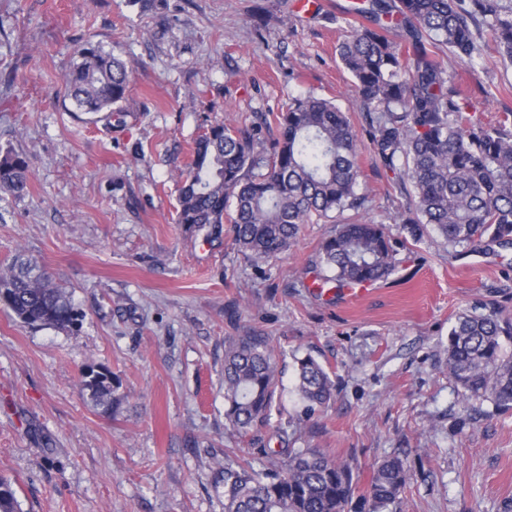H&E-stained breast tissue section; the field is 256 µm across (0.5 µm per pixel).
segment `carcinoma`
Masks as SVG:
<instances>
[{
  "label": "carcinoma",
  "mask_w": 512,
  "mask_h": 512,
  "mask_svg": "<svg viewBox=\"0 0 512 512\" xmlns=\"http://www.w3.org/2000/svg\"><path fill=\"white\" fill-rule=\"evenodd\" d=\"M355 12L370 24L350 25L337 55L354 79L356 107L369 118L365 134L337 104L309 94L273 115L277 136L269 149H257L256 133L246 126L217 124L198 136L178 174L176 223L189 230L232 225L234 245L254 264L291 250L302 225L364 208L358 193L364 150L395 183L411 184L403 240L370 222L338 224L324 239L313 281L318 297L388 279L399 268L398 247L421 242L431 230L452 246L512 247V111L493 125L473 121L440 60L447 50L473 59L471 24L481 20L512 61V0H361ZM77 54L64 78L65 95L79 112L112 111L129 90L126 65L91 42ZM0 185L18 196L29 192L23 156L0 155ZM2 288L4 306L22 323L58 330L82 323L71 295L31 259L18 255L1 270ZM508 342L512 319L496 308L458 316L448 331V376L464 403L512 410ZM294 361L296 391L309 419L328 406L335 383L313 356ZM279 384L269 337L248 332L224 340V418L234 431L247 436L269 425ZM81 386L103 411L112 408L111 372L84 374ZM276 455L260 470L247 460H224V512H344L357 488L351 463L314 448L284 447ZM407 482L400 458L380 463L370 512H385ZM0 512H22L14 484L3 477Z\"/></svg>",
  "instance_id": "obj_1"
}]
</instances>
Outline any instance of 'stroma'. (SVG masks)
I'll use <instances>...</instances> for the list:
<instances>
[{
  "label": "stroma",
  "mask_w": 512,
  "mask_h": 512,
  "mask_svg": "<svg viewBox=\"0 0 512 512\" xmlns=\"http://www.w3.org/2000/svg\"><path fill=\"white\" fill-rule=\"evenodd\" d=\"M0 0V151L32 171L27 195L0 187V268L36 260L85 318L79 330L31 327L0 307V476L23 512H224L225 455L267 467L276 430L295 449L358 465L367 512L376 466L402 459L409 484L387 512H505L512 505V410L464 409L448 377L459 313L496 305L512 318V248H452L437 234L400 249L399 271L362 297L315 296L323 239L362 218L399 233L405 196L363 154L364 211L303 225L289 255L253 265L219 233L176 222V175L204 127L263 124L313 93L352 109L336 48L350 0ZM480 56L444 67L489 124L512 110V61L485 24ZM131 73L122 116L74 111L64 75L84 43ZM270 336L281 386L269 428L250 444L224 426V339ZM336 384L309 421L295 358ZM112 373L104 413L83 392L88 366Z\"/></svg>",
  "instance_id": "obj_1"
}]
</instances>
